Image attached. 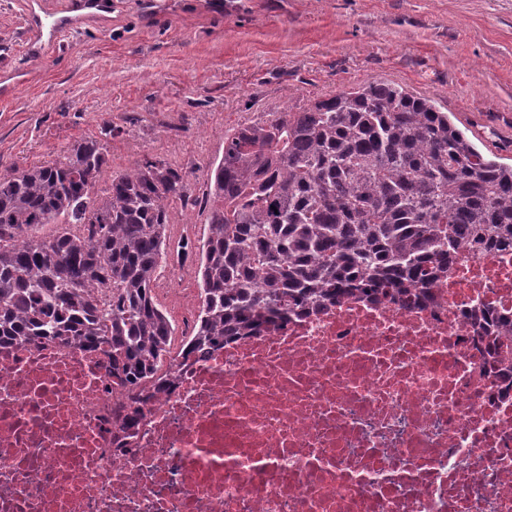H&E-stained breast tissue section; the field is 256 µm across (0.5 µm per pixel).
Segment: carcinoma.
<instances>
[{
  "instance_id": "carcinoma-1",
  "label": "carcinoma",
  "mask_w": 512,
  "mask_h": 512,
  "mask_svg": "<svg viewBox=\"0 0 512 512\" xmlns=\"http://www.w3.org/2000/svg\"><path fill=\"white\" fill-rule=\"evenodd\" d=\"M108 167L91 138L63 161L0 172V340L102 353L131 395L130 428L183 365L153 284L170 209L189 196L182 171L154 159L94 198ZM198 204L208 227L185 358L297 305L422 297L461 250L512 247V164L386 81L225 134Z\"/></svg>"
}]
</instances>
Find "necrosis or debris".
Segmentation results:
<instances>
[{"mask_svg": "<svg viewBox=\"0 0 512 512\" xmlns=\"http://www.w3.org/2000/svg\"><path fill=\"white\" fill-rule=\"evenodd\" d=\"M512 249L425 299L312 305L189 357L131 429L105 358L0 342V512H512Z\"/></svg>", "mask_w": 512, "mask_h": 512, "instance_id": "4bbe7bcc", "label": "necrosis or debris"}]
</instances>
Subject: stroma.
I'll use <instances>...</instances> for the list:
<instances>
[{
	"label": "stroma",
	"instance_id": "obj_1",
	"mask_svg": "<svg viewBox=\"0 0 512 512\" xmlns=\"http://www.w3.org/2000/svg\"><path fill=\"white\" fill-rule=\"evenodd\" d=\"M26 0H0V171L105 141L112 174L151 158L202 195L224 135L284 106L377 80L447 112L485 155L512 164V0H112L63 47L32 57ZM207 215L174 206L157 283L196 297Z\"/></svg>",
	"mask_w": 512,
	"mask_h": 512
}]
</instances>
